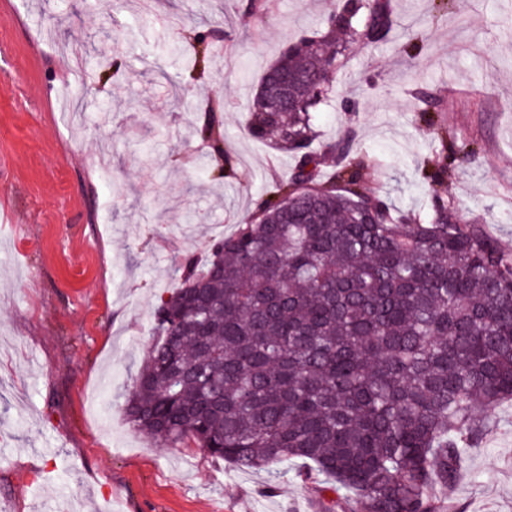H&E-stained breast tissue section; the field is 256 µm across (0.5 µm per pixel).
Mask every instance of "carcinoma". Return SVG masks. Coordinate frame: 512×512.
<instances>
[{
  "mask_svg": "<svg viewBox=\"0 0 512 512\" xmlns=\"http://www.w3.org/2000/svg\"><path fill=\"white\" fill-rule=\"evenodd\" d=\"M392 25L390 0H360L265 71L248 130L292 154V173L159 295L124 413L162 445L292 470L342 512H444L433 489L512 400V253L444 203L424 222L365 190L354 133L314 146L349 47ZM198 134L224 156L214 120Z\"/></svg>",
  "mask_w": 512,
  "mask_h": 512,
  "instance_id": "carcinoma-1",
  "label": "carcinoma"
}]
</instances>
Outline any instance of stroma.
Here are the masks:
<instances>
[{"label":"stroma","instance_id":"1","mask_svg":"<svg viewBox=\"0 0 512 512\" xmlns=\"http://www.w3.org/2000/svg\"><path fill=\"white\" fill-rule=\"evenodd\" d=\"M9 0L0 11V512H321L333 492L271 481L124 416L158 295L186 254L275 195L291 154L252 138L257 85L333 0ZM386 41L354 45L321 139L355 132L362 185L427 217L435 201L512 253V26L500 0H392ZM122 83L92 87L102 36ZM202 36L215 65L191 66ZM183 89L170 109L159 74ZM431 99L424 109L423 99ZM215 113L230 172L196 134ZM441 494L512 512V405Z\"/></svg>","mask_w":512,"mask_h":512}]
</instances>
